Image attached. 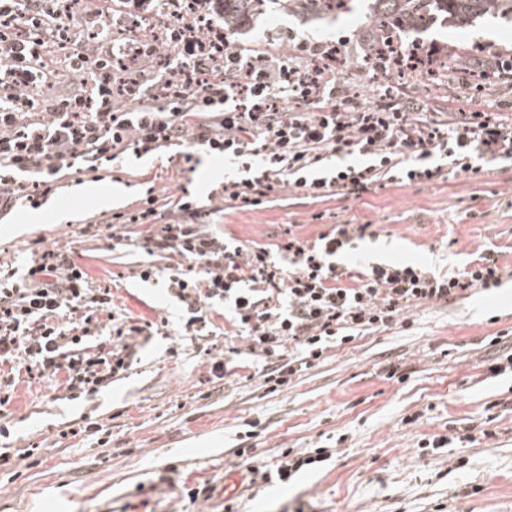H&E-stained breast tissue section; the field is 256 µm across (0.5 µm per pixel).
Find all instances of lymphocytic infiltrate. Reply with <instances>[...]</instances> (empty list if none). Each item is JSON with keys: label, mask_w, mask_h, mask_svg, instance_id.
Here are the masks:
<instances>
[{"label": "lymphocytic infiltrate", "mask_w": 512, "mask_h": 512, "mask_svg": "<svg viewBox=\"0 0 512 512\" xmlns=\"http://www.w3.org/2000/svg\"><path fill=\"white\" fill-rule=\"evenodd\" d=\"M56 2L0 0L1 214L26 189L20 173H40L34 187L45 196L77 162L112 161L129 150L140 156L187 137L241 167L242 176L225 178L220 192L225 201L253 206L282 185L314 199L358 198L377 185L444 181L512 159V120L496 113L441 123L422 112L405 85L350 112L344 108L350 87L300 54H264L244 67L227 43L185 47L177 33L170 45L184 49L179 77L152 84L134 76L123 104L114 105L112 52L87 51ZM20 20L27 24L24 38L13 32ZM63 46L69 73L97 78V111H85L77 97L40 115L26 86L16 83L19 73L29 83L52 79L49 61ZM297 101L305 110H290ZM333 156L343 165H329ZM366 231L363 224H339L313 240L289 237L281 246L284 266L264 246L231 250L219 233L194 224L166 225L145 244L170 260L168 288L189 314L186 331H210L220 319L228 325L230 342L212 363L214 377L236 376L237 357L245 353L262 361L265 383L284 386L330 348L384 329L422 304L497 287L504 275L491 255L444 275L413 263L355 273L339 267L336 256ZM111 311L110 290L93 287L67 254H42L22 277L0 264V363L14 366L0 373V416L17 372L31 383L61 374L68 390L92 395L128 368L135 340L149 338L157 326L102 322Z\"/></svg>", "instance_id": "obj_1"}]
</instances>
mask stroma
<instances>
[{
    "instance_id": "stroma-1",
    "label": "stroma",
    "mask_w": 512,
    "mask_h": 512,
    "mask_svg": "<svg viewBox=\"0 0 512 512\" xmlns=\"http://www.w3.org/2000/svg\"><path fill=\"white\" fill-rule=\"evenodd\" d=\"M290 36L345 42L339 76L355 94L347 109L376 94L364 48L377 42L378 28L359 0L331 21L306 20L271 0L229 38L250 55L259 45L285 47ZM415 40L474 49L464 58V84L441 96L415 86L437 120L453 123L460 111L494 112L512 101L507 82L474 84L512 57L508 21L487 15L464 28L436 21L401 32L396 42L405 49ZM53 65L62 75L31 91L36 111L89 87L87 76L64 74V53ZM193 153L191 163L178 147L125 154L64 177L39 207L19 198L0 218L1 261L23 269L36 248L69 254L94 285L111 289L116 317L169 321L167 335L137 347L129 368L98 394L70 397L60 376L17 385L0 448L41 450L38 465L0 471V512H216L226 501L234 512H512V374L489 372L505 352L493 336L512 328V281L418 307L409 326L329 349L272 393L261 364L247 355L243 379L213 377L209 359L223 356V335L187 333L184 305L160 274L166 259L139 248L137 225L120 240L111 229L115 214L137 213L147 197L184 193L195 211L183 222L235 245L270 247L291 233L313 239L336 224H369L375 235L359 245L369 261H418L443 274L491 251L512 273V160L475 176L389 184L358 198L320 201L288 188L246 206L213 194L224 180L223 159L198 146ZM149 264L159 274L141 280ZM85 417L107 426V444L68 435ZM240 448L260 466L286 451L297 457L324 448L330 458L285 484L243 480L228 498L224 476L240 470ZM205 484L215 486L213 499L189 501L187 489Z\"/></svg>"
}]
</instances>
